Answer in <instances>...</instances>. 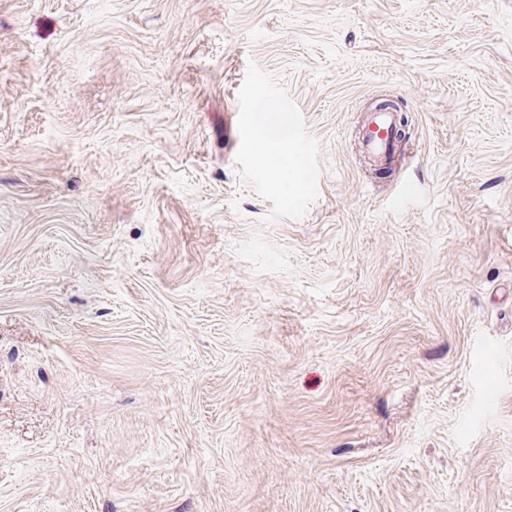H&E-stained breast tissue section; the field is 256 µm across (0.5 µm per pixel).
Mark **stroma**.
<instances>
[{
  "mask_svg": "<svg viewBox=\"0 0 512 512\" xmlns=\"http://www.w3.org/2000/svg\"><path fill=\"white\" fill-rule=\"evenodd\" d=\"M0 512H512V0H0ZM397 114L396 112H376L368 126L361 147L380 166L384 164L389 150L394 147L400 159L407 168L415 163V151L413 146L402 148V143H397ZM395 145V146H394Z\"/></svg>",
  "mask_w": 512,
  "mask_h": 512,
  "instance_id": "stroma-1",
  "label": "stroma"
}]
</instances>
